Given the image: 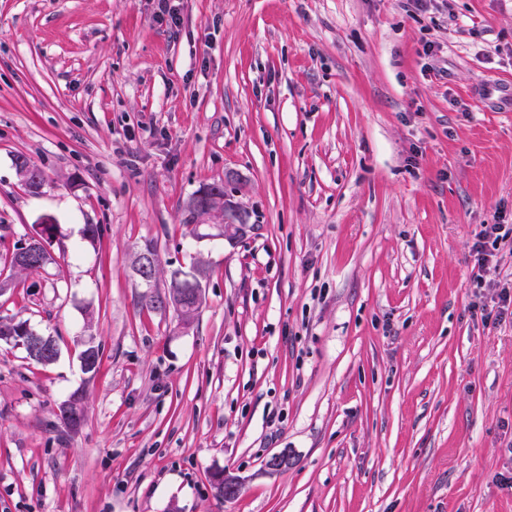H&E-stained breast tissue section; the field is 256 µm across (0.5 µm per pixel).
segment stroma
Masks as SVG:
<instances>
[{"instance_id": "obj_1", "label": "stroma", "mask_w": 512, "mask_h": 512, "mask_svg": "<svg viewBox=\"0 0 512 512\" xmlns=\"http://www.w3.org/2000/svg\"><path fill=\"white\" fill-rule=\"evenodd\" d=\"M175 7L0 0V316L60 348L0 343V512H512V319L474 309L512 250L484 290L470 253L512 224V97L486 94L512 79V0ZM223 182L250 228L197 241L184 205ZM49 217L53 263L15 275ZM147 241L164 271L209 267L189 329L144 304ZM15 166L26 188L32 193H38L44 181L42 171L23 155L15 158ZM24 171L30 174L29 179L26 178ZM58 417L68 429L69 421L82 426L86 420V404L84 387H78L58 406ZM69 430V429H68Z\"/></svg>"}]
</instances>
